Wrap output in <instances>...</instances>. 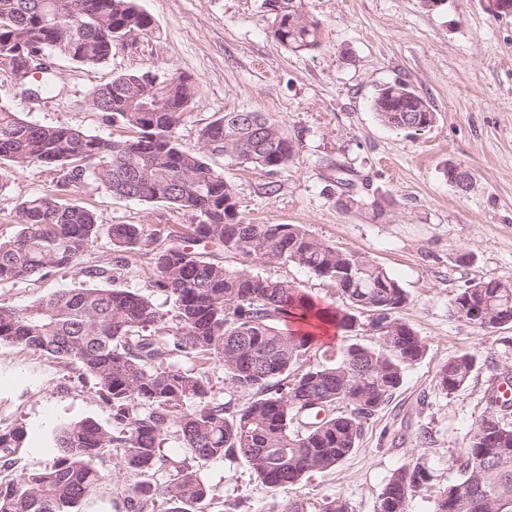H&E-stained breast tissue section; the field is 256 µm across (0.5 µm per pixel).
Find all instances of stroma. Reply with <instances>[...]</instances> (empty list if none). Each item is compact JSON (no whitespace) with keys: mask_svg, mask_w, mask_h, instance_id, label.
Wrapping results in <instances>:
<instances>
[{"mask_svg":"<svg viewBox=\"0 0 512 512\" xmlns=\"http://www.w3.org/2000/svg\"><path fill=\"white\" fill-rule=\"evenodd\" d=\"M154 25L148 34L117 47L110 61L81 65L59 56L55 93L32 101L0 70V103L24 118L68 125L103 137L123 131L91 106L90 91L121 72L169 70L190 76L199 94L178 127L183 146L227 112H260L292 138L296 156L275 174L226 165L213 167L238 192L243 218L257 224H302L317 238L355 251L386 268L408 295L400 315L426 344L407 368L401 386L364 423L356 449L329 472L312 474L285 490L265 485L248 462L223 458L198 469L212 490L196 512H270L289 499L316 512L341 497L350 512H376L391 476L423 465L430 478L408 512H434L435 498L458 478L455 460L486 409L499 375L512 369V325L479 329L458 320L451 300L474 280L512 283V15L489 13L482 0H447L434 9L423 0H303V11L320 26L319 45L294 51L268 32L262 0H139ZM403 80L436 114L417 133L384 125L371 106L377 88ZM470 170L473 186L457 191L449 165ZM391 200L386 215L344 208L337 202V170ZM53 170L32 167L10 173L0 190V239L19 229L18 204L48 190ZM277 191L266 194L265 185ZM75 202L88 205L99 224L83 265L113 254L109 227L139 224L145 233L196 223L194 213L166 203L115 198L86 182ZM232 270L248 269L293 281L322 304L338 303L329 283L281 262L226 257ZM152 271L133 257L114 279L92 280L75 269L0 288V301L23 306L61 288L150 290ZM474 353L466 386L448 395L437 376L448 360ZM92 420L108 428L110 408L77 364L0 344V424L27 432L16 464L19 479L50 466L59 456L54 437L63 426Z\"/></svg>","mask_w":512,"mask_h":512,"instance_id":"obj_1","label":"stroma"}]
</instances>
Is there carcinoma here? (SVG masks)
Segmentation results:
<instances>
[{
  "mask_svg": "<svg viewBox=\"0 0 512 512\" xmlns=\"http://www.w3.org/2000/svg\"><path fill=\"white\" fill-rule=\"evenodd\" d=\"M263 8L281 44L296 51L318 46L320 28L305 19L302 0H263ZM152 28L136 0H0V69L52 53L101 64L127 33ZM197 95L190 77L174 71L122 73L95 87L92 107L127 130L122 139L34 123L0 104V160L17 170L57 172L49 192L19 204L17 235L0 241V288L74 267L110 279L129 264L125 254L136 252L148 260L151 287L172 304L169 314L150 293L108 288H63L20 307L0 302V344L78 363L112 408V428L91 420L65 426L57 436L61 455L51 466L0 481V512H79L100 489L112 512H155L161 501L170 504L167 512H193L210 493L196 464L224 457L245 459L263 483L284 490L352 453L363 420L387 403L425 353L423 339L400 316L407 294L385 268L300 224H252L239 216L236 188L208 158L273 174L293 160L295 146L258 112H226L200 129L197 147L183 146L177 127ZM372 107L399 130L423 131L435 121L428 103L401 81L378 89ZM87 181L115 197L175 205L199 222L188 234L172 231L162 240L139 224H112L118 256L83 267L98 224L72 197ZM336 184L342 206L384 214L385 200L347 178ZM226 254L279 256L336 288L342 305L322 307L286 280L231 270ZM452 303L473 311L477 328L512 324V284L472 281ZM321 320L346 333L361 321L382 332L374 346L346 344L334 360L302 370L312 336L285 325ZM179 358L191 367H178ZM213 363L224 367L235 391L250 395L245 403L210 394ZM475 365L469 352L448 359L438 388L458 392ZM511 408L496 390L488 397L458 459L461 479L438 494L435 512H512V424L505 414ZM25 434L21 426L0 429V469L17 462ZM170 439L183 458L164 453ZM116 448L135 481L105 487L101 468ZM162 470L169 479L160 483L154 476ZM426 480L420 464L394 473L376 512H407L409 496Z\"/></svg>",
  "mask_w": 512,
  "mask_h": 512,
  "instance_id": "1",
  "label": "carcinoma"
}]
</instances>
